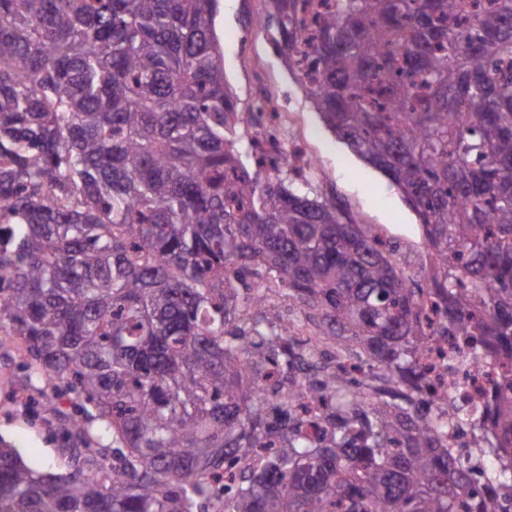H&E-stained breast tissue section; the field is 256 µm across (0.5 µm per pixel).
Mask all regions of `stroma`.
Here are the masks:
<instances>
[{
    "label": "stroma",
    "instance_id": "stroma-1",
    "mask_svg": "<svg viewBox=\"0 0 512 512\" xmlns=\"http://www.w3.org/2000/svg\"><path fill=\"white\" fill-rule=\"evenodd\" d=\"M261 14L262 0H221L216 18L225 73L243 118L237 140L245 163L254 165L256 158L250 144L258 132L254 114L264 99H272L278 107L282 149L312 160L305 177L287 168L283 179L309 197L336 200L357 223L397 246L408 275L424 279L430 267L417 215L388 177L364 164L324 125L271 44ZM24 361L21 339L0 335V438L43 471H72L76 442L69 419L75 396L44 391Z\"/></svg>",
    "mask_w": 512,
    "mask_h": 512
}]
</instances>
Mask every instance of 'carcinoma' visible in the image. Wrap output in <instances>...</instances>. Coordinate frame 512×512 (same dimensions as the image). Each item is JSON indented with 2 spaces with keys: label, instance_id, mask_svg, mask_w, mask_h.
I'll return each instance as SVG.
<instances>
[{
  "label": "carcinoma",
  "instance_id": "carcinoma-1",
  "mask_svg": "<svg viewBox=\"0 0 512 512\" xmlns=\"http://www.w3.org/2000/svg\"><path fill=\"white\" fill-rule=\"evenodd\" d=\"M322 2L264 0L265 30L416 212L423 284L286 185L289 157L243 164L219 0H0V330L77 394L86 445L51 475L0 439V512H512V370L466 411L480 479L406 392L427 336L512 366V0L471 20L463 0ZM274 291L343 363L301 348ZM248 457L217 510L208 477Z\"/></svg>",
  "mask_w": 512,
  "mask_h": 512
}]
</instances>
